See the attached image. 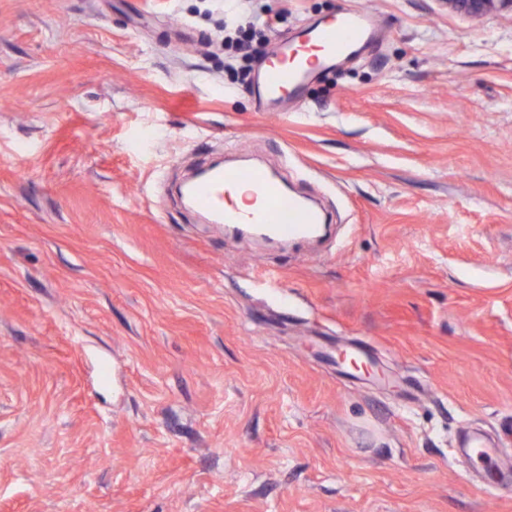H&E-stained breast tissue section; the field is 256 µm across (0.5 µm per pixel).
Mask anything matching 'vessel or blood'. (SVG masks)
<instances>
[{
    "label": "vessel or blood",
    "mask_w": 512,
    "mask_h": 512,
    "mask_svg": "<svg viewBox=\"0 0 512 512\" xmlns=\"http://www.w3.org/2000/svg\"><path fill=\"white\" fill-rule=\"evenodd\" d=\"M367 34V15L349 11L328 23L307 27L294 40L284 42L266 60L255 85L260 111H283L307 80L334 67L339 58L350 56L355 46L365 42ZM231 186L248 188L253 197L260 199V207L225 208V190ZM192 196L194 208L215 217L225 229L255 231L274 240L308 238L325 221L320 211L286 193L279 179L256 166L212 169L207 179L193 188ZM464 445L484 464L487 474L484 489L500 497L511 496L512 485L498 478L497 448L487 445L477 435L467 438Z\"/></svg>",
    "instance_id": "obj_1"
}]
</instances>
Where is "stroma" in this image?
Listing matches in <instances>:
<instances>
[{"instance_id":"obj_1","label":"stroma","mask_w":512,"mask_h":512,"mask_svg":"<svg viewBox=\"0 0 512 512\" xmlns=\"http://www.w3.org/2000/svg\"><path fill=\"white\" fill-rule=\"evenodd\" d=\"M227 8L0 0V512H512L454 448L512 427V14L254 0L382 25L273 115ZM253 153L326 237L183 202Z\"/></svg>"}]
</instances>
